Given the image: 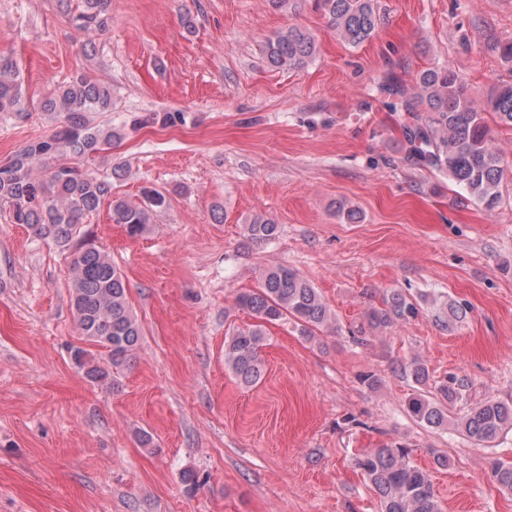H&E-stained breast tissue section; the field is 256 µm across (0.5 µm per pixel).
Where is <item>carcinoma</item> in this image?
I'll use <instances>...</instances> for the list:
<instances>
[{
	"label": "carcinoma",
	"mask_w": 512,
	"mask_h": 512,
	"mask_svg": "<svg viewBox=\"0 0 512 512\" xmlns=\"http://www.w3.org/2000/svg\"><path fill=\"white\" fill-rule=\"evenodd\" d=\"M328 25L344 43L357 47L372 38L379 22L376 0H317ZM105 0H85L76 17L79 28L96 31L107 24ZM318 51L309 30L289 25L269 38L264 47L268 63L296 70L309 64ZM380 90L397 99L394 110L409 116L404 126L410 144L407 157L423 167L448 176L472 200L491 211L501 201V185L512 163L492 147V131L485 113L512 128V82L495 86L482 106L474 104L458 73L449 66L419 72L415 84L382 83ZM42 108L61 115L49 137L25 146L8 163L0 165V205L8 207L11 223L26 225L33 234L70 252L71 304L86 341L106 350L100 363L80 346L70 348L74 364L93 382H112L113 374L128 366L139 348L142 327L127 301L120 271L109 255L85 238L83 224L101 204L110 201L112 221L131 236L143 233L154 216L168 206L160 191L145 187L133 202L112 196V169L94 175L74 159H92L112 148L120 134L110 124H95L89 114L112 110L109 89L83 77L57 87ZM21 81L15 62L0 56V114L21 113ZM255 241H270L278 225L257 214L245 225ZM236 304L258 323L234 330L224 340V363L241 384L252 386L263 375L260 349L267 341L265 325L288 319L301 326L308 339L332 323L333 315L321 294L296 270L286 265L261 271L259 287L242 292ZM419 309L405 293L393 290L383 305L372 308L369 326L384 329L417 317ZM416 384L408 399L409 416L419 425L439 428L447 424V406L460 395L463 382L455 376L438 387V395L424 394L429 371L419 360L402 365ZM458 428L479 445L495 442L512 429V405L488 398L473 405ZM406 448L367 449L355 465L379 499L380 512H441L430 471L410 461ZM491 477L512 491V464L493 466Z\"/></svg>",
	"instance_id": "cac0c4a2"
}]
</instances>
